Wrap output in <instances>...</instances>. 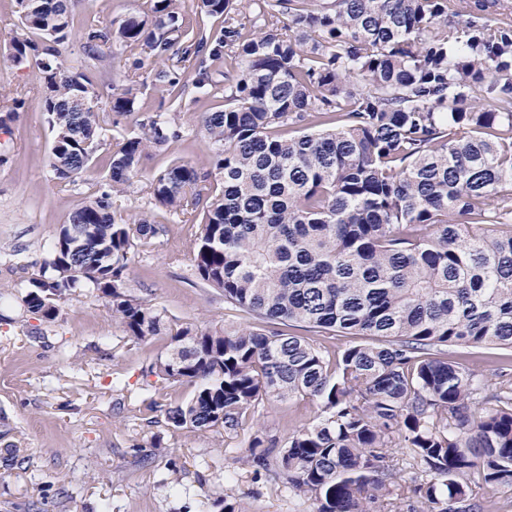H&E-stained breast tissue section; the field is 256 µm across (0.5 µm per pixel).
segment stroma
<instances>
[{"label": "stroma", "mask_w": 512, "mask_h": 512, "mask_svg": "<svg viewBox=\"0 0 512 512\" xmlns=\"http://www.w3.org/2000/svg\"><path fill=\"white\" fill-rule=\"evenodd\" d=\"M144 6V0H71L70 10L80 25L90 17L106 23ZM18 27L17 0H0V105L19 94L25 98L0 162V457L13 445L29 458L24 471L0 467V512H29L32 501L39 502L41 512H220L214 500L221 494L246 501L251 512H315L311 500L244 462L247 433L231 437L169 429L164 409L186 400L189 387L161 389L158 408L149 410L142 369L165 352L167 337L131 344L108 304L86 293L64 304L46 340L28 337V327L38 318L22 302L23 268L51 252L67 215L94 194L108 171L111 139L120 130L113 113L103 112L106 139L91 173L69 191L56 190L48 166L52 133L41 109V74L36 66L7 56ZM133 93L141 110L168 105L185 132L146 161L147 173L174 160L210 172L214 147L202 116L222 109L223 98L202 95L177 102L149 84L136 85ZM113 208L127 218L155 215L163 227L131 255L127 284L136 295L174 324L247 325L243 313L225 306L216 291L195 286L197 226L191 216L156 207L145 176L115 195ZM448 354L493 383L500 372L512 374L510 348L452 347ZM318 413L316 403L306 398L272 401L261 408L260 421L269 435L283 440ZM157 437L165 450L152 457L147 447ZM62 487L73 495L65 508L57 498Z\"/></svg>", "instance_id": "stroma-1"}]
</instances>
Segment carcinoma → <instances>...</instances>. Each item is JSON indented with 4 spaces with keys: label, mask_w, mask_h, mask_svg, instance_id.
I'll return each mask as SVG.
<instances>
[{
    "label": "carcinoma",
    "mask_w": 512,
    "mask_h": 512,
    "mask_svg": "<svg viewBox=\"0 0 512 512\" xmlns=\"http://www.w3.org/2000/svg\"><path fill=\"white\" fill-rule=\"evenodd\" d=\"M143 15L94 19L67 66L68 0H30L9 58L40 70L58 191L91 172L98 110L138 112L131 86L224 92L202 125L217 145L216 189L190 163L150 181L156 206L202 213L197 284L249 319L228 330L172 327L127 287L129 256L161 225L112 211L143 161L183 131L158 109L116 142L98 194L60 225L21 281L47 324L78 290L107 300L136 345L168 337L143 368L191 397L175 429L238 434L266 400L308 398L319 420L284 443L256 431L245 461L316 512H487L478 478L512 490V378L493 388L443 353L512 348V24L501 0H147ZM220 24L192 29L188 13ZM139 57L99 85L95 62ZM228 66L216 84L207 61ZM494 100L489 111L476 92ZM25 104L0 111V132ZM312 333L359 336L334 354ZM413 460L400 491L386 449Z\"/></svg>",
    "instance_id": "obj_1"
}]
</instances>
